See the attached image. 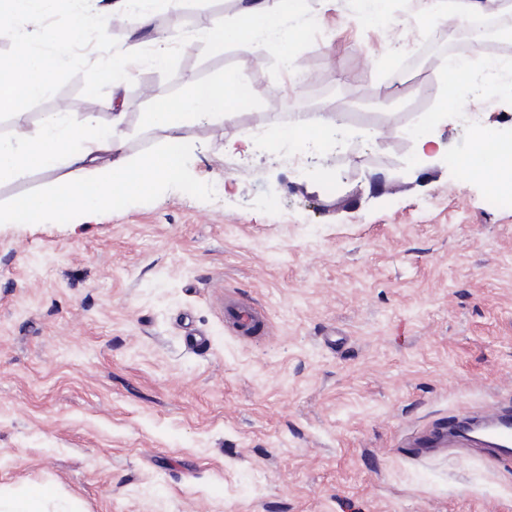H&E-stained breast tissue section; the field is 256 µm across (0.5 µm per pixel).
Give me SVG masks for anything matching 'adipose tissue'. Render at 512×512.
Returning a JSON list of instances; mask_svg holds the SVG:
<instances>
[{
    "mask_svg": "<svg viewBox=\"0 0 512 512\" xmlns=\"http://www.w3.org/2000/svg\"><path fill=\"white\" fill-rule=\"evenodd\" d=\"M297 3L243 0L236 20L214 23L201 30L199 37L217 44L258 48L263 34L271 33L282 52H289L295 33L288 28L286 17ZM252 99L250 87L233 71L191 82L179 95L155 99L143 122L162 130L164 138L156 151L134 161L121 155L124 115L120 112L113 113L105 128L93 113L45 114L40 131L34 135L17 127L14 143L0 142V182L20 179L32 169L50 168L60 162L69 167L70 174L52 190L16 198L8 207V215L39 224L49 218L63 219L77 208L93 213L112 207L128 194L150 192L159 180L180 172L186 152L181 130L187 121L201 116L231 119ZM337 125L334 114L319 112L297 121L289 130H276L275 136L327 147L334 141ZM103 151L112 152L113 159L100 165L96 159Z\"/></svg>",
    "mask_w": 512,
    "mask_h": 512,
    "instance_id": "1",
    "label": "adipose tissue"
}]
</instances>
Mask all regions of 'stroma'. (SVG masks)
I'll return each mask as SVG.
<instances>
[{
	"label": "stroma",
	"mask_w": 512,
	"mask_h": 512,
	"mask_svg": "<svg viewBox=\"0 0 512 512\" xmlns=\"http://www.w3.org/2000/svg\"><path fill=\"white\" fill-rule=\"evenodd\" d=\"M362 0H302L288 16L297 91L268 39L191 41L172 79L134 68L85 96L82 76L21 118L126 114L136 159L164 133L155 98L238 72L254 102L182 129L179 177L94 216L0 224V491L41 485L73 512H512V460L477 444L417 454L405 437L453 413L512 404V203L446 156L421 161L409 128L441 108L413 87L380 102L381 70L418 27H365ZM329 103L337 148L228 141L286 100ZM512 130V91L472 71L467 111L436 132L472 153L475 125ZM379 137H372V130ZM66 168L0 182V204ZM261 305L256 338L224 327V297ZM207 345L189 346V336Z\"/></svg>",
	"instance_id": "35a3bbf8"
}]
</instances>
